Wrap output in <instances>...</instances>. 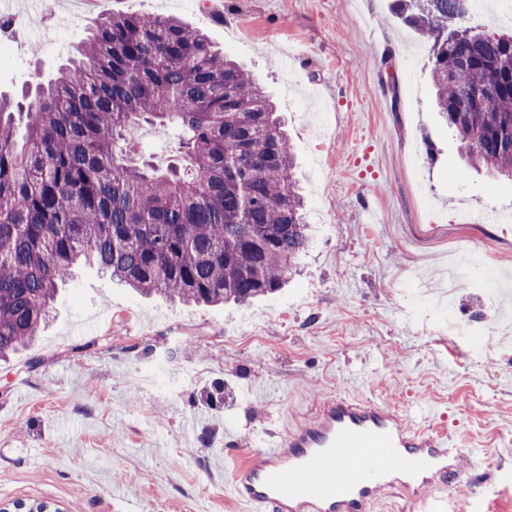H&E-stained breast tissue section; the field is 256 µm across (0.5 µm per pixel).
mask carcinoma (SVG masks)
Here are the masks:
<instances>
[{
    "instance_id": "1",
    "label": "carcinoma",
    "mask_w": 512,
    "mask_h": 512,
    "mask_svg": "<svg viewBox=\"0 0 512 512\" xmlns=\"http://www.w3.org/2000/svg\"><path fill=\"white\" fill-rule=\"evenodd\" d=\"M435 105L468 162L512 178V44L445 34L458 0H415ZM0 95V359L27 346L81 259L186 304L279 291L310 243L295 154L252 72L149 12L96 22L47 84ZM180 131L175 165L136 161L142 125Z\"/></svg>"
}]
</instances>
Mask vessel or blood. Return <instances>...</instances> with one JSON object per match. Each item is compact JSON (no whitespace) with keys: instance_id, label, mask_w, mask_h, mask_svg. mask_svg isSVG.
Returning a JSON list of instances; mask_svg holds the SVG:
<instances>
[{"instance_id":"b4317fda","label":"vessel or blood","mask_w":512,"mask_h":512,"mask_svg":"<svg viewBox=\"0 0 512 512\" xmlns=\"http://www.w3.org/2000/svg\"><path fill=\"white\" fill-rule=\"evenodd\" d=\"M237 457L224 492L242 512H370L379 495L400 494L411 512H448L449 483L461 482L462 449L446 431L415 426L397 408L332 397L297 429Z\"/></svg>"}]
</instances>
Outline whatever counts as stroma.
Returning a JSON list of instances; mask_svg holds the SVG:
<instances>
[{
    "label": "stroma",
    "instance_id": "1",
    "mask_svg": "<svg viewBox=\"0 0 512 512\" xmlns=\"http://www.w3.org/2000/svg\"><path fill=\"white\" fill-rule=\"evenodd\" d=\"M65 40L22 31L0 52V92L45 80L104 15L182 18L243 62L288 125L313 239L278 293L247 306L145 297L78 264L37 341L0 364V507L58 512H235L225 441L254 447L332 395L399 408L445 427L465 453L457 504L512 512V323L481 348L448 329L512 296V225L476 224L486 265L448 280L468 248L469 203L512 212V180L469 167L432 108V39L403 0H224L222 15L179 0H46ZM138 156L174 163L176 136L134 131ZM444 219L429 224L428 215ZM216 385L225 403L201 401ZM210 432L202 443V432Z\"/></svg>",
    "mask_w": 512,
    "mask_h": 512
}]
</instances>
